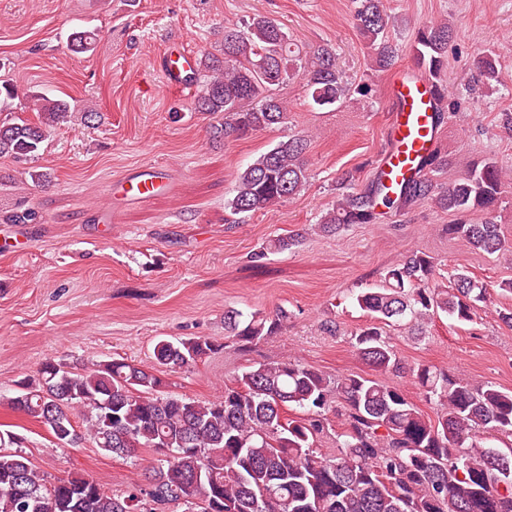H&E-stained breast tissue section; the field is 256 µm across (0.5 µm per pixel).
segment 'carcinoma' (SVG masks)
<instances>
[{
  "label": "carcinoma",
  "instance_id": "obj_1",
  "mask_svg": "<svg viewBox=\"0 0 512 512\" xmlns=\"http://www.w3.org/2000/svg\"><path fill=\"white\" fill-rule=\"evenodd\" d=\"M354 17L377 68H392L399 48L388 39L392 23L384 0H352ZM456 35L449 22L418 29L413 52L418 66L441 81L448 44ZM76 51L93 52L94 34H71ZM205 72L194 110L222 117L216 138L239 137L282 126L287 108L274 87L302 76L308 97L320 108L340 104L355 91L369 96L368 84L348 82L334 49L319 47L304 58L277 21L255 16L240 27L224 28L222 56L198 60ZM39 120L11 123L0 118V154L29 162L47 129L69 121L65 100L36 94ZM307 139L293 135L276 143L239 172L225 208L234 215L269 210L300 192L307 182ZM339 198L319 229L336 233L374 218L375 198L404 209L428 199L459 216L448 225L475 249L487 253L508 247L493 213L506 193L505 172L493 158L475 163L445 189L428 175L407 180L391 195L384 184ZM475 212L483 219L474 223ZM37 214L17 207L0 217L4 224H34ZM434 262L413 252L390 268L385 286L355 297L370 320L352 334L359 358L375 377L331 379L299 360L260 363L242 371L212 401L199 402L165 390L159 370L124 358L103 361L83 372L49 359L34 382H22L8 404L43 424L62 447L81 436L73 412H82L86 434L104 451L130 456L141 445L161 454L152 468L151 489L135 485L124 496L107 492L92 478L73 474L46 484L21 454H0V512H164L177 504L184 512H512V446L487 447L495 434L512 436V393L492 384L472 385L429 363L405 368L384 326L408 319L423 329L441 311L457 322L473 320L487 287L464 269L451 290L432 284ZM288 319V311L249 317L224 311L225 336L256 344ZM218 345L191 337L160 340L156 364L170 370L209 356ZM409 371L424 397L437 406L431 419L401 388L381 378ZM305 415L281 424L282 412ZM344 418L332 428L329 414ZM334 431L336 450L327 455L319 439Z\"/></svg>",
  "mask_w": 512,
  "mask_h": 512
}]
</instances>
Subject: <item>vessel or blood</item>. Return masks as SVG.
I'll return each instance as SVG.
<instances>
[{"mask_svg":"<svg viewBox=\"0 0 512 512\" xmlns=\"http://www.w3.org/2000/svg\"><path fill=\"white\" fill-rule=\"evenodd\" d=\"M197 68V60L188 55L167 60L160 66L165 88L188 89L187 77ZM388 93L394 109L390 115L387 148L378 160L377 171L390 189H397L416 176L420 161L437 148L443 108L440 88L429 77L418 74L390 76ZM171 174L157 165H143L125 171L111 181L104 202L95 214L99 224L115 222L122 204H146L157 194L175 193Z\"/></svg>","mask_w":512,"mask_h":512,"instance_id":"obj_1","label":"vessel or blood"}]
</instances>
